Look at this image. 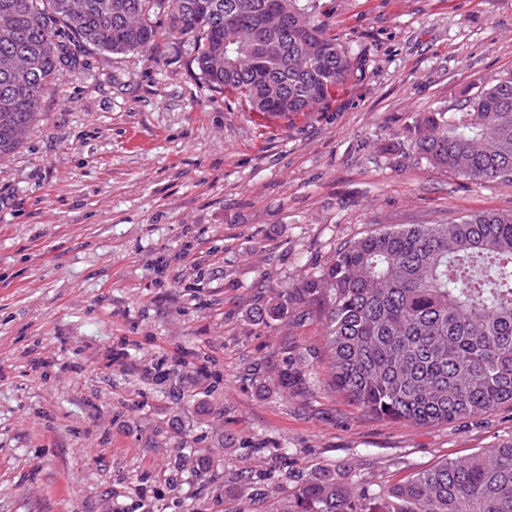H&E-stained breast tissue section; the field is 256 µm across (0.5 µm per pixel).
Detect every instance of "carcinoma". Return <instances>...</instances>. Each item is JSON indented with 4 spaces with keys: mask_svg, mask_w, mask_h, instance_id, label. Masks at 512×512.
<instances>
[{
    "mask_svg": "<svg viewBox=\"0 0 512 512\" xmlns=\"http://www.w3.org/2000/svg\"><path fill=\"white\" fill-rule=\"evenodd\" d=\"M318 2L0 0V161L40 121L58 67L84 46L150 51L159 13L192 42L208 85L241 110L317 112L358 67ZM410 144L435 169L512 184V73L451 121L418 113ZM300 304L321 326L328 387L374 415L428 425L512 403V211L367 234L250 316L267 326ZM179 465L213 461L184 455ZM272 512H512V440L385 487L318 468Z\"/></svg>",
    "mask_w": 512,
    "mask_h": 512,
    "instance_id": "cac0c4a2",
    "label": "carcinoma"
}]
</instances>
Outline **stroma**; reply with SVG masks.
Returning a JSON list of instances; mask_svg holds the SVG:
<instances>
[{"instance_id": "obj_1", "label": "stroma", "mask_w": 512, "mask_h": 512, "mask_svg": "<svg viewBox=\"0 0 512 512\" xmlns=\"http://www.w3.org/2000/svg\"><path fill=\"white\" fill-rule=\"evenodd\" d=\"M320 4L359 71L317 112L241 111L163 31L56 73L0 162V512H262L227 499L242 476L282 497L347 464L377 487L512 439L510 403L374 416L328 391L317 321L250 318L370 231L512 210L511 184L403 136L512 71V0ZM196 450L213 472L178 468Z\"/></svg>"}]
</instances>
